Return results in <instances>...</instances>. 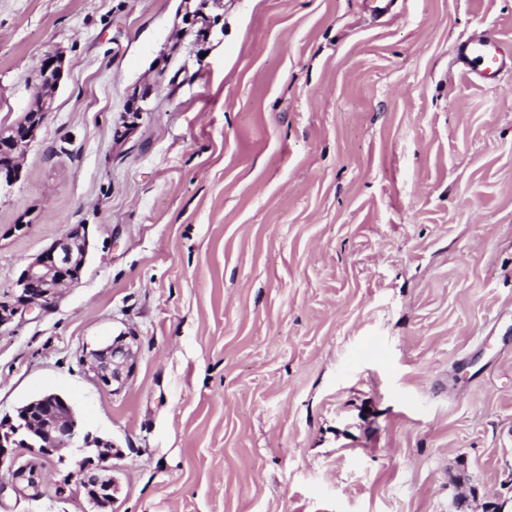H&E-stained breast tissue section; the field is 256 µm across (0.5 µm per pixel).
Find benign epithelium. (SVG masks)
Returning a JSON list of instances; mask_svg holds the SVG:
<instances>
[{
	"instance_id": "7a95c632",
	"label": "benign epithelium",
	"mask_w": 512,
	"mask_h": 512,
	"mask_svg": "<svg viewBox=\"0 0 512 512\" xmlns=\"http://www.w3.org/2000/svg\"><path fill=\"white\" fill-rule=\"evenodd\" d=\"M193 0H181L183 22L200 25L202 34L211 35L215 21L191 7ZM65 68V56L57 49L46 51L40 59L38 72H54L51 80L59 88ZM150 90L135 93L127 101L123 115L122 130L125 136L138 127L146 108ZM55 95L41 96L40 111L25 112L15 123L0 126V151L7 155L8 162L0 166V187L11 186L20 179V156L24 148L33 141L54 111ZM88 256L86 228L82 224L70 227L61 237L35 256L21 270L15 288L0 300V327L29 309H47L61 296L63 288L81 279ZM135 337L121 334L94 350L91 354V370L97 380L106 387L121 389L131 376L136 352ZM26 448L43 458L63 459L72 449L88 453L79 463L78 486L96 508L114 500L116 479L106 474L110 470L107 462L116 456L115 444L107 439L84 433L75 417L68 399L47 393L16 409V414L0 418V468L14 464L19 449Z\"/></svg>"
}]
</instances>
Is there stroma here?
<instances>
[{"label": "stroma", "mask_w": 512, "mask_h": 512, "mask_svg": "<svg viewBox=\"0 0 512 512\" xmlns=\"http://www.w3.org/2000/svg\"><path fill=\"white\" fill-rule=\"evenodd\" d=\"M0 0V293L75 224L87 264L0 327V416L57 392L112 440L107 512H512V77L453 75L512 0ZM150 110L116 130L133 89ZM137 337L119 391L92 350ZM23 450L0 512H92ZM191 2L193 0H181L180 11H183V22L190 26L201 23V33L209 37L216 26L215 21L203 16L196 8L192 9ZM65 68V56L58 49L46 51L40 59L39 66L35 72H44L45 76L54 71L55 79L54 93L43 94L40 99L41 112H24L22 117L15 123L8 126H0V151L7 155L8 162L0 166V187L12 186L20 179L21 167L20 156L24 148L33 141L42 126L46 122L50 112L54 111L55 94L59 88ZM41 75L42 90L53 86L49 84V78Z\"/></svg>", "instance_id": "stroma-1"}]
</instances>
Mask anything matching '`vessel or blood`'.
<instances>
[{
	"instance_id": "1",
	"label": "vessel or blood",
	"mask_w": 512,
	"mask_h": 512,
	"mask_svg": "<svg viewBox=\"0 0 512 512\" xmlns=\"http://www.w3.org/2000/svg\"><path fill=\"white\" fill-rule=\"evenodd\" d=\"M452 67L462 75L491 85L501 73L512 72V53L505 52L494 33L484 31L457 44Z\"/></svg>"
}]
</instances>
